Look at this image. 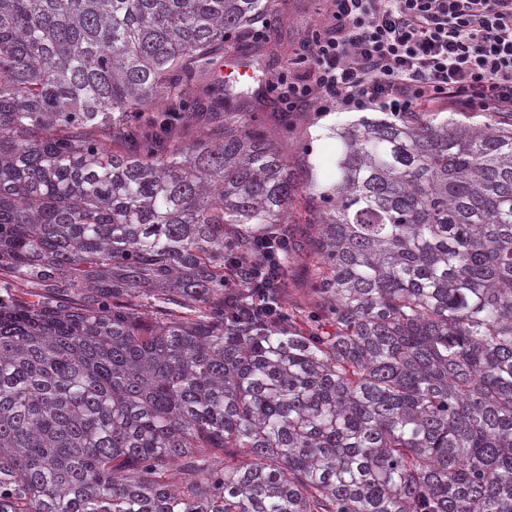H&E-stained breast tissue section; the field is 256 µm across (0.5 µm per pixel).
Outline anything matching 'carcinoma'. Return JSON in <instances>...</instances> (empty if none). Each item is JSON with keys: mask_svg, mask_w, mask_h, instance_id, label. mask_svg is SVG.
Returning a JSON list of instances; mask_svg holds the SVG:
<instances>
[{"mask_svg": "<svg viewBox=\"0 0 512 512\" xmlns=\"http://www.w3.org/2000/svg\"><path fill=\"white\" fill-rule=\"evenodd\" d=\"M276 2L0 0V512H512V125L339 128L290 223L211 81Z\"/></svg>", "mask_w": 512, "mask_h": 512, "instance_id": "1", "label": "carcinoma"}]
</instances>
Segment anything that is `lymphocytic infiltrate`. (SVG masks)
<instances>
[{
	"mask_svg": "<svg viewBox=\"0 0 512 512\" xmlns=\"http://www.w3.org/2000/svg\"><path fill=\"white\" fill-rule=\"evenodd\" d=\"M289 110L512 115V0H331L295 51Z\"/></svg>",
	"mask_w": 512,
	"mask_h": 512,
	"instance_id": "1",
	"label": "lymphocytic infiltrate"
}]
</instances>
